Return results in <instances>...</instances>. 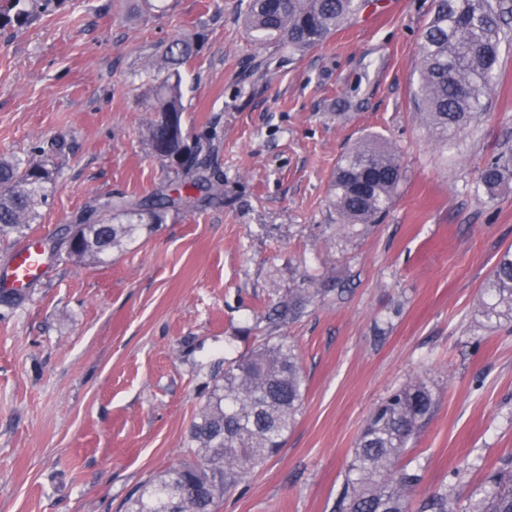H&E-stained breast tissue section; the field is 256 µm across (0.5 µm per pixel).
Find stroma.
<instances>
[{
	"label": "stroma",
	"instance_id": "1",
	"mask_svg": "<svg viewBox=\"0 0 512 512\" xmlns=\"http://www.w3.org/2000/svg\"><path fill=\"white\" fill-rule=\"evenodd\" d=\"M52 0L0 17V157L57 173L29 235L49 237L107 194L176 181L142 133L150 66L173 37L188 138L212 136L210 203L167 213L105 263L66 258L0 304V512H129L187 459L189 427L225 361L250 353L267 310L301 280L320 295L280 334L307 375L284 448L217 512H332L372 411L425 379L435 409L409 453L414 503L457 506L512 458V321L477 312L512 248V22L486 112L441 140L421 114V42L434 0H374L302 56L255 38L241 0ZM379 138L401 179L370 230L345 235L330 181ZM512 180V159H497L483 168L480 174L482 184L490 189Z\"/></svg>",
	"mask_w": 512,
	"mask_h": 512
}]
</instances>
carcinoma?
<instances>
[{"mask_svg":"<svg viewBox=\"0 0 512 512\" xmlns=\"http://www.w3.org/2000/svg\"><path fill=\"white\" fill-rule=\"evenodd\" d=\"M368 0H248L245 21L258 37L282 42L288 53L315 48L347 24ZM512 0H435L422 42L419 93L429 127L444 138L484 111V99L500 63L502 20ZM193 53L184 37L167 43L159 56L161 74L152 92L158 118L145 140L161 161L184 153L183 181L175 195L159 192L150 201L133 203L107 195L81 212L75 224L60 228L44 243L51 258L76 255L97 263L135 237L141 224L161 221L171 208H189L218 186L207 175L198 140L190 147L182 129V81L179 67ZM401 178L394 151L377 139L357 145L340 159L332 181L336 211L351 231H367L384 213ZM512 180V159H497L483 168L490 189ZM56 185L55 172L40 163L25 166L0 160V238L20 236L47 204ZM123 215L125 224H105L108 215ZM321 288H294L261 314L268 335L250 354L231 361L215 379L190 426L193 459L179 463L148 482L133 501V512H216L219 500L243 479L262 468L286 443L306 396V379L294 345L276 335L301 316ZM488 297L479 313L487 321L512 319V252L507 250L491 272ZM434 411L428 383L415 378L398 387L371 414L354 449L336 497L335 512H409L421 482L407 459L410 447ZM421 512H451L448 491L427 497ZM463 512H512V461L485 481Z\"/></svg>","mask_w":512,"mask_h":512,"instance_id":"obj_1","label":"carcinoma"}]
</instances>
